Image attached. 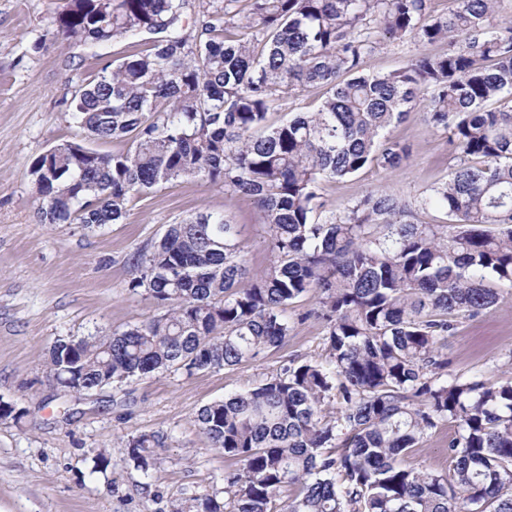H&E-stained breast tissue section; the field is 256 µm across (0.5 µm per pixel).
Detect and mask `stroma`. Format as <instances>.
<instances>
[{
    "label": "stroma",
    "mask_w": 512,
    "mask_h": 512,
    "mask_svg": "<svg viewBox=\"0 0 512 512\" xmlns=\"http://www.w3.org/2000/svg\"><path fill=\"white\" fill-rule=\"evenodd\" d=\"M67 0H0V401L26 409L22 421L0 419V512H168L172 502L222 490L223 455L207 450L196 411L246 390L288 360L324 358L322 322L310 317L313 295L293 306L306 319L286 342L255 361L217 371L156 373L91 397L58 388L47 376V349L60 337L123 329L156 316V306L129 288L134 259L167 225L202 212L229 214L242 230L253 270L270 260L261 213L246 197H229L200 180L163 184L133 201L125 223L91 232L78 224L42 223L30 175L34 158L74 139L70 99L104 62L124 55L126 43L88 48L57 33L53 18ZM417 40L382 43L367 61L369 72L407 65L422 53L444 52ZM410 149L394 171L370 165L359 174L323 183L327 208L386 190L411 204L448 180L456 163L448 137L429 125L422 110L390 130ZM456 373L497 380L512 365V295L492 311L460 319L448 338ZM162 431L149 476L129 466L123 441L138 431ZM107 460L95 466L97 453ZM150 482V494L141 483Z\"/></svg>",
    "instance_id": "stroma-1"
}]
</instances>
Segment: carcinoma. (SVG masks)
I'll list each match as a JSON object with an SVG mask.
<instances>
[{"label": "carcinoma", "mask_w": 512, "mask_h": 512, "mask_svg": "<svg viewBox=\"0 0 512 512\" xmlns=\"http://www.w3.org/2000/svg\"><path fill=\"white\" fill-rule=\"evenodd\" d=\"M428 2L197 0L191 32L189 0H69L55 17L68 39L129 44L72 96L86 140L128 148L53 157L41 221L122 224L133 199L203 180L254 201L271 259L252 270L223 212L167 225L130 281L164 313L56 339L49 376L92 396L156 372L240 366L285 343L308 293L325 327L324 359H293L196 412L208 450L237 467L224 470V500L170 512H512V371L494 383L454 374L447 354L457 319L512 290V18L500 0H455L440 16ZM406 37L448 50L364 71L381 42ZM311 89L316 111L269 123L281 95ZM420 105L457 153L448 181L413 209L377 191L324 210V182L409 158L389 128ZM440 426L448 473L409 461ZM168 440L131 435L127 459L147 477Z\"/></svg>", "instance_id": "1"}]
</instances>
